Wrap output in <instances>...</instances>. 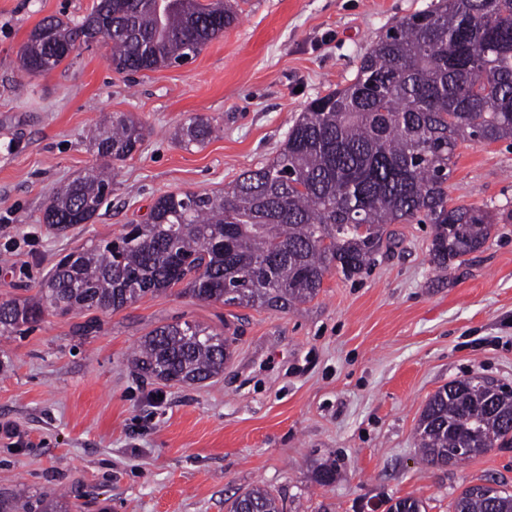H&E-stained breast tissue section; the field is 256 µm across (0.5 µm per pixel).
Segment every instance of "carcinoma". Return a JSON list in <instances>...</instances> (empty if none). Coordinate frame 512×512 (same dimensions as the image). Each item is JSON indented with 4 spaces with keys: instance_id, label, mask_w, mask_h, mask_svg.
Wrapping results in <instances>:
<instances>
[{
    "instance_id": "cac0c4a2",
    "label": "carcinoma",
    "mask_w": 512,
    "mask_h": 512,
    "mask_svg": "<svg viewBox=\"0 0 512 512\" xmlns=\"http://www.w3.org/2000/svg\"><path fill=\"white\" fill-rule=\"evenodd\" d=\"M233 6L202 0H97L81 23L43 19L20 52L22 69L45 75L68 57L62 45L111 43L119 73L178 64L224 33ZM214 133L196 115L180 128L186 144ZM144 139L119 115L97 128L91 146L103 165L69 181L47 202L41 222L64 231L91 221L112 193V165ZM512 139V0H436L389 27L361 59L353 82L311 101L288 129L278 155L219 195L167 193L145 224L63 256L37 293L0 303V334L45 313L116 311L149 293H181L229 307L288 310L312 300L338 270L349 279L384 243L385 226L412 219L434 226L431 261L442 268L480 251L498 219L512 212L455 204L448 180L458 144ZM230 339L187 321L150 331L133 354L142 375L204 382L222 372ZM425 462L457 466L512 447V389L481 375L452 382L427 401L416 428ZM323 464L319 487L335 480ZM452 512H512V493L495 480L464 487ZM0 512H62L46 495L0 492ZM229 512H283L255 486ZM386 512H426L406 497Z\"/></svg>"
}]
</instances>
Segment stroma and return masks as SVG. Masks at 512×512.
<instances>
[{
	"instance_id": "stroma-1",
	"label": "stroma",
	"mask_w": 512,
	"mask_h": 512,
	"mask_svg": "<svg viewBox=\"0 0 512 512\" xmlns=\"http://www.w3.org/2000/svg\"><path fill=\"white\" fill-rule=\"evenodd\" d=\"M432 0H237L236 23L187 64L116 72L105 39L30 77L20 50L48 16L77 23L95 0H0V302L34 295L60 256L147 220L166 193L224 191L278 153L300 112L350 84L385 29ZM124 113L146 129L118 163L97 215L64 233L41 224L52 192L95 167V130ZM212 118L203 145L176 137ZM453 203L512 210V141L464 142ZM361 274L334 272L288 311L150 294L115 312L46 314L0 335V488L64 512H227L260 485L284 512H386L414 497L450 512L463 486L512 490V448L460 466L414 445L439 388L475 374L512 386V222L465 262L430 261L431 225H391ZM188 321L234 336L223 374L185 385L134 372L154 328ZM336 466L322 488L314 469Z\"/></svg>"
}]
</instances>
